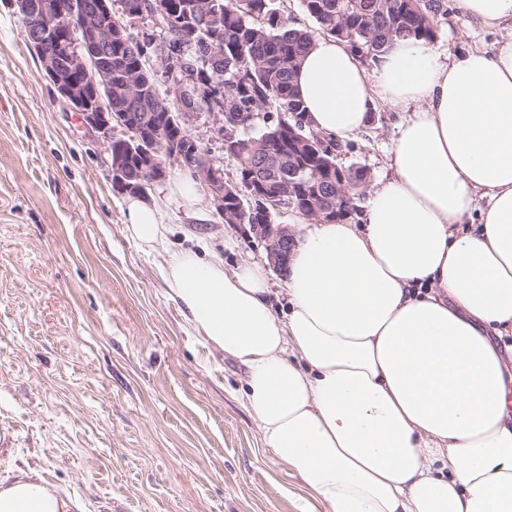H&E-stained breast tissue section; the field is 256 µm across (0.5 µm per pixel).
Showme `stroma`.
I'll list each match as a JSON object with an SVG mask.
<instances>
[{
  "label": "stroma",
  "mask_w": 512,
  "mask_h": 512,
  "mask_svg": "<svg viewBox=\"0 0 512 512\" xmlns=\"http://www.w3.org/2000/svg\"><path fill=\"white\" fill-rule=\"evenodd\" d=\"M440 4L443 56L501 41ZM403 118L377 106L338 162L390 177ZM108 160L0 0V477L32 469L86 512H303L300 479L242 404L241 369L190 330L162 276L177 251L232 268L266 262L264 243L224 223L208 190L183 208L173 163L148 197L166 236L135 244Z\"/></svg>",
  "instance_id": "stroma-1"
}]
</instances>
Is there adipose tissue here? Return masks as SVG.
I'll use <instances>...</instances> for the list:
<instances>
[{
    "mask_svg": "<svg viewBox=\"0 0 512 512\" xmlns=\"http://www.w3.org/2000/svg\"><path fill=\"white\" fill-rule=\"evenodd\" d=\"M504 31L447 61L397 38L366 70L319 36L295 85L309 125L348 140L376 104L408 110L355 222L300 224L286 311L261 265L171 254L163 275L192 330L245 371L265 447L325 512H512V0H458ZM126 231L165 236L129 198ZM0 512H85L23 472Z\"/></svg>",
    "mask_w": 512,
    "mask_h": 512,
    "instance_id": "obj_1",
    "label": "adipose tissue"
}]
</instances>
